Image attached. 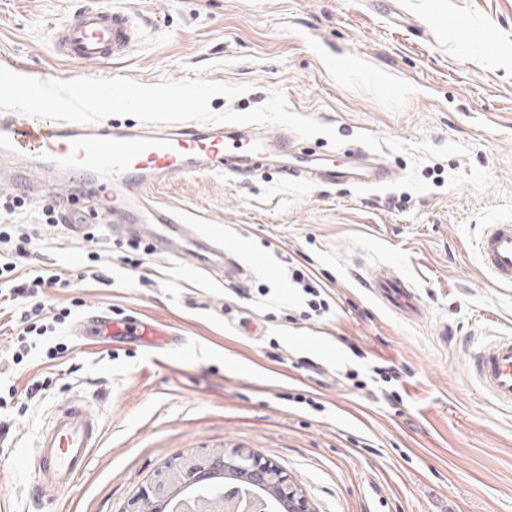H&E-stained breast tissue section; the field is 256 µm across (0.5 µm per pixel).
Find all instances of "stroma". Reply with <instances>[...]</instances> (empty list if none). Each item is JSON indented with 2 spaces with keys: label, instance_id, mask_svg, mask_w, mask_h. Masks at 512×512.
<instances>
[{
  "label": "stroma",
  "instance_id": "1",
  "mask_svg": "<svg viewBox=\"0 0 512 512\" xmlns=\"http://www.w3.org/2000/svg\"><path fill=\"white\" fill-rule=\"evenodd\" d=\"M89 6L122 8L141 29L115 65L67 61L49 43L56 22ZM0 53L63 80L155 84L204 65L207 79L249 87L211 110L246 112L278 88L292 111L395 171L327 187L284 181L273 165L228 168L155 188L224 240L248 270L241 282L188 255L129 263L128 235L103 217L89 218L90 242L50 223L58 198L19 190L22 207L0 210V225L33 239L20 278L45 268L76 281L44 297L47 317L69 314L53 336L18 341L17 304L0 299V512H43L16 459L74 394L100 408L103 435L57 512H126L170 465L235 448L287 472L314 512H512V409L467 370L470 348L512 336V286L482 272L477 247L486 225L512 223V0H0ZM93 251L95 276L84 272ZM380 263L415 283L427 321L362 287ZM296 269L320 285L323 312ZM95 309L167 324L184 343L80 339ZM374 365L395 379L371 382ZM353 369L364 388L346 380ZM36 381L46 390L26 397Z\"/></svg>",
  "mask_w": 512,
  "mask_h": 512
}]
</instances>
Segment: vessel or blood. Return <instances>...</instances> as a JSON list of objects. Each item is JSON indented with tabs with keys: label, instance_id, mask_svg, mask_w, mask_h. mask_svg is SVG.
<instances>
[{
	"label": "vessel or blood",
	"instance_id": "vessel-or-blood-1",
	"mask_svg": "<svg viewBox=\"0 0 512 512\" xmlns=\"http://www.w3.org/2000/svg\"><path fill=\"white\" fill-rule=\"evenodd\" d=\"M134 17L118 8L87 7L68 13L53 27V45L69 60L109 64L123 59L139 42ZM242 149L248 161H266L269 153L288 159V174L300 181L335 186L345 182L376 185L392 176L382 162L349 163L333 158L307 159L287 136L272 141L251 139ZM0 158L9 163L7 181L35 180L50 190L70 175L88 182L95 207L112 213L121 227L130 218L148 226L152 246L173 257L192 255L207 270L223 266L225 276L243 278L245 269L225 257L216 239L195 231L181 214L156 201L152 190L184 174L220 173L228 158L224 127L193 122L187 125L115 127L109 124L54 122L6 112L0 114ZM482 268L497 282L512 284V224H491L478 244ZM373 298L409 319L426 313L414 283L389 265L374 269L363 282ZM80 336H140L151 347L176 346L181 337L148 320L114 322L96 312L81 320ZM469 372L498 406L512 407V336H499L469 352ZM103 417L100 408L73 395L57 404L36 439L34 456L21 462L40 497L54 504L62 488L86 466L99 446Z\"/></svg>",
	"mask_w": 512,
	"mask_h": 512
}]
</instances>
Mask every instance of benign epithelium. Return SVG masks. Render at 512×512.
I'll return each mask as SVG.
<instances>
[{"label":"benign epithelium","instance_id":"1","mask_svg":"<svg viewBox=\"0 0 512 512\" xmlns=\"http://www.w3.org/2000/svg\"><path fill=\"white\" fill-rule=\"evenodd\" d=\"M223 477L243 479L272 493L284 512H313L305 495L288 475L247 448L185 462L171 469L166 478L143 488L138 500L152 499L157 505V512H164L166 503L177 492L188 487L205 486Z\"/></svg>","mask_w":512,"mask_h":512}]
</instances>
